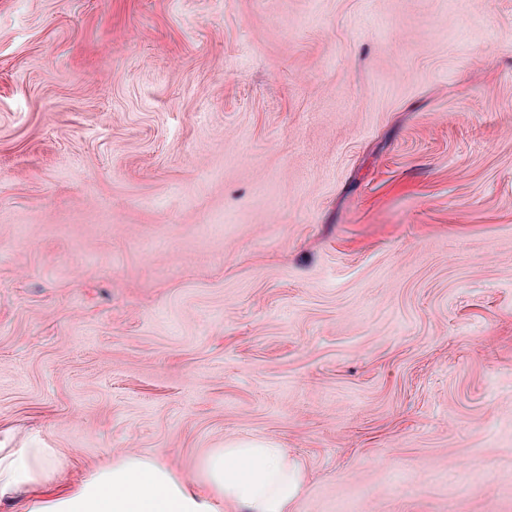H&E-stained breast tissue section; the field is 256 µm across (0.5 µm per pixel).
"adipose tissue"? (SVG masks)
I'll return each mask as SVG.
<instances>
[{"instance_id":"1","label":"adipose tissue","mask_w":512,"mask_h":512,"mask_svg":"<svg viewBox=\"0 0 512 512\" xmlns=\"http://www.w3.org/2000/svg\"><path fill=\"white\" fill-rule=\"evenodd\" d=\"M204 470L196 484L157 458L126 452L68 485L52 449L0 442V504L21 502V512H290L303 482L287 450L263 440L229 442Z\"/></svg>"}]
</instances>
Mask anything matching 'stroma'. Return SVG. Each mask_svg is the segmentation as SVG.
Instances as JSON below:
<instances>
[{"label": "stroma", "instance_id": "obj_1", "mask_svg": "<svg viewBox=\"0 0 512 512\" xmlns=\"http://www.w3.org/2000/svg\"><path fill=\"white\" fill-rule=\"evenodd\" d=\"M0 426L512 512V0H0Z\"/></svg>", "mask_w": 512, "mask_h": 512}]
</instances>
